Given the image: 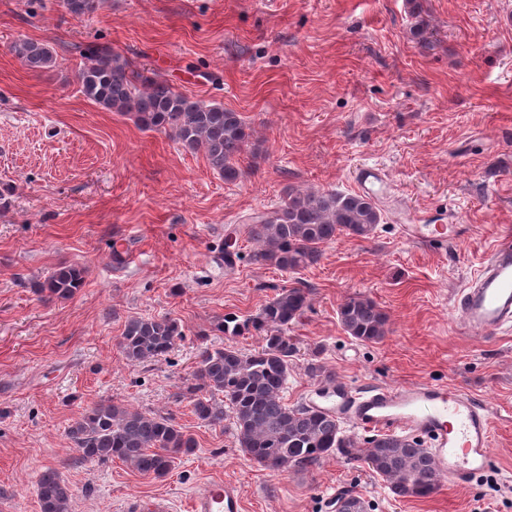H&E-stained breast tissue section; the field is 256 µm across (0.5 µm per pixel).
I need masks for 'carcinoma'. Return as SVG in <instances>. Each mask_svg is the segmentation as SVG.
Listing matches in <instances>:
<instances>
[{
	"mask_svg": "<svg viewBox=\"0 0 512 512\" xmlns=\"http://www.w3.org/2000/svg\"><path fill=\"white\" fill-rule=\"evenodd\" d=\"M65 9L81 17L96 12L100 0H62ZM9 51L33 72H46L56 56L45 44L19 39ZM78 82L85 98L110 112L131 114L150 130L170 133L185 149L203 152L212 170L226 182L243 178L240 158L251 134L238 112L219 104L193 101L167 81L133 68L121 55L103 45L82 49ZM377 203L361 194L332 191H296L278 210L251 218L246 225L256 244L254 258L283 271L295 272L317 263L321 247L340 236L367 238L380 223ZM84 284L76 266L54 270L40 285L50 297L68 298ZM309 305L301 287L281 289L262 309L257 327L266 331L265 345L253 353L232 347H199L196 368L184 396L196 417L207 426L224 423V408L233 414L239 448L260 466L273 472L305 471L335 453L362 461L400 498H424L435 493L441 476L428 449L415 439L378 434L362 443L346 434L342 421L300 403L288 405V384L295 347L285 331ZM344 331L361 342L377 343L387 333V316L367 296L354 295L339 307ZM182 335L171 317H131L124 325L120 348L126 360L139 364L165 356ZM223 395V401L215 399ZM82 459L104 463L118 459L144 475L166 476L175 460L194 452L196 439L169 413H145L110 399L85 411L69 428ZM40 512H70L72 492L55 469L38 479Z\"/></svg>",
	"mask_w": 512,
	"mask_h": 512,
	"instance_id": "carcinoma-1",
	"label": "carcinoma"
}]
</instances>
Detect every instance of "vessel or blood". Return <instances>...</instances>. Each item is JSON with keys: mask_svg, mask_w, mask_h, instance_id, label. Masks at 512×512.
I'll return each instance as SVG.
<instances>
[{"mask_svg": "<svg viewBox=\"0 0 512 512\" xmlns=\"http://www.w3.org/2000/svg\"><path fill=\"white\" fill-rule=\"evenodd\" d=\"M359 188L372 196L383 193L387 176L364 165L356 169ZM405 239L420 241L437 235L446 241V225L405 224ZM459 316L467 331L494 336L512 326V238L498 239L472 285L459 300ZM319 410L375 433L426 438L439 475L465 485L490 468L492 418L468 394L427 382L358 389L338 381L332 384ZM190 512H241L234 484L221 480L199 486L191 496Z\"/></svg>", "mask_w": 512, "mask_h": 512, "instance_id": "vessel-or-blood-1", "label": "vessel or blood"}]
</instances>
